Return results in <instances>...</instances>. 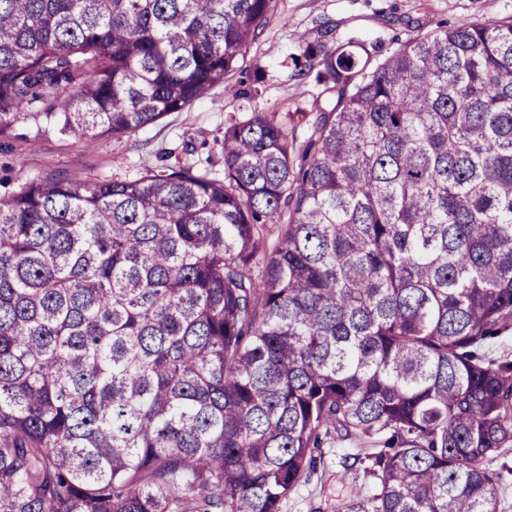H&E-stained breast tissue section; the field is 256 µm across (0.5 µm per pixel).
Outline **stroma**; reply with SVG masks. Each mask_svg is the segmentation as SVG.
Here are the masks:
<instances>
[{
  "label": "stroma",
  "instance_id": "1",
  "mask_svg": "<svg viewBox=\"0 0 512 512\" xmlns=\"http://www.w3.org/2000/svg\"><path fill=\"white\" fill-rule=\"evenodd\" d=\"M512 14V0H277L259 38L250 47L228 84L217 85L190 108L175 112L131 138L115 141L64 139L18 123L11 136L0 138V195L18 180L48 170H76L99 177L134 178L143 162L192 157L211 161L222 170L224 124L264 112L283 120L297 144H304L315 118L311 110L315 88L297 77L291 63L299 36L333 30L335 45L357 41L386 55L408 39L414 29L429 31L437 23ZM261 71L259 92L244 100L231 85L241 76ZM370 451L352 440H337L322 450L317 472L289 494L280 512H344L357 497L376 493L379 481L368 475Z\"/></svg>",
  "mask_w": 512,
  "mask_h": 512
}]
</instances>
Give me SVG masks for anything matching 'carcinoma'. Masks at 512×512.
<instances>
[{"mask_svg":"<svg viewBox=\"0 0 512 512\" xmlns=\"http://www.w3.org/2000/svg\"><path fill=\"white\" fill-rule=\"evenodd\" d=\"M276 0H0V136L129 138L237 69ZM299 38L302 148L0 196V512H279L336 438L346 512H496L512 444V16L379 58ZM488 470L493 473L497 512H512V447L500 449Z\"/></svg>","mask_w":512,"mask_h":512,"instance_id":"cac0c4a2","label":"carcinoma"}]
</instances>
